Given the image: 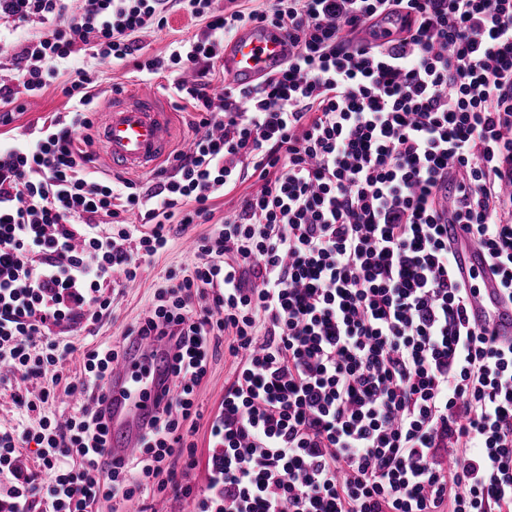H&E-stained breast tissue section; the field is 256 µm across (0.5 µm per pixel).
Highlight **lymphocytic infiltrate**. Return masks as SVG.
Here are the masks:
<instances>
[{
	"instance_id": "lymphocytic-infiltrate-1",
	"label": "lymphocytic infiltrate",
	"mask_w": 512,
	"mask_h": 512,
	"mask_svg": "<svg viewBox=\"0 0 512 512\" xmlns=\"http://www.w3.org/2000/svg\"><path fill=\"white\" fill-rule=\"evenodd\" d=\"M182 4L206 30L169 56L136 34ZM0 0V20L42 26L17 64L36 96L63 80L72 111L0 145V474L14 512H91L102 500L194 495L195 391L217 343L236 368L210 420L196 512H512V347L470 321L435 190L487 254L512 301V0ZM415 15L403 39L351 36L380 13ZM287 31L285 68L251 89L212 91L224 41L246 24ZM174 74L201 136L150 185L91 171L93 78L61 75L79 52ZM255 191L195 243L190 275H167L120 342L64 381L66 332L94 334L114 275L135 282L173 224L208 223L212 202ZM116 234L99 231L101 218ZM164 339L171 395L112 468L104 382L138 339ZM47 379L13 389V374ZM80 396L62 421L57 389ZM48 477L18 478L20 450Z\"/></svg>"
}]
</instances>
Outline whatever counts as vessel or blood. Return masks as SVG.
<instances>
[{"label": "vessel or blood", "instance_id": "b4317fda", "mask_svg": "<svg viewBox=\"0 0 512 512\" xmlns=\"http://www.w3.org/2000/svg\"><path fill=\"white\" fill-rule=\"evenodd\" d=\"M291 52L287 32L267 24L246 25L225 41L224 84L251 87L278 73ZM100 140L113 167L147 172L166 159L173 149L172 114L158 92L143 86L115 93L99 127ZM449 237L458 242L455 267L463 277L479 275L471 319L488 326L502 345H512V303L503 296L499 278L485 275V254L456 224ZM163 343L155 337L141 341L134 354L115 362L105 391L108 446L98 462L108 467L138 447L141 425L156 410L161 394L160 375L153 368L156 351Z\"/></svg>", "mask_w": 512, "mask_h": 512}]
</instances>
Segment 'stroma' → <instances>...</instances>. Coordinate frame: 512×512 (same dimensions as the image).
<instances>
[{
	"label": "stroma",
	"mask_w": 512,
	"mask_h": 512,
	"mask_svg": "<svg viewBox=\"0 0 512 512\" xmlns=\"http://www.w3.org/2000/svg\"><path fill=\"white\" fill-rule=\"evenodd\" d=\"M204 28V21L190 19L186 11L176 7L170 12L164 27L141 33L137 40L143 46L145 55L166 56L177 42L202 34ZM94 79L100 97L90 106L93 126L87 129L86 134L93 139L89 150L95 158L94 170L108 176L111 175L112 168L100 140L96 138V125L101 122L105 110L112 103L113 90L130 89L137 86L138 81L128 68L112 64L98 66ZM172 83L173 78L167 73L155 75L151 81L152 86L160 91L165 102L176 114L174 143L179 146L184 140L194 137L195 126L200 116L186 101L176 96ZM17 102L21 110L14 113L9 124L0 125V141L8 143L20 139L26 129L42 125L43 121L54 113H64L72 108L71 101L63 94L62 86L57 82L47 86L42 94L36 97L18 93ZM252 189V183L246 182L230 194L214 200L211 222L194 224L178 231L172 248L146 266L136 284L115 289L112 312L103 317L95 335L72 336L73 350L65 361V377L70 378L79 374L87 350L104 342L115 343L121 340L126 329L136 322L148 306L160 278L168 272L180 274L192 267L190 242L211 233L215 225L223 222L225 214L234 210L240 196L251 192ZM233 367L232 357L224 354L223 350H216L210 361L208 374L197 390L200 417L193 440L197 445L198 459H206L208 455V423L224 398V380L230 377Z\"/></svg>",
	"instance_id": "stroma-1"
}]
</instances>
